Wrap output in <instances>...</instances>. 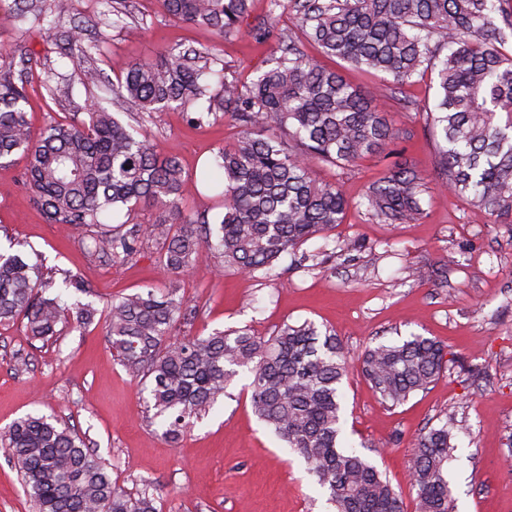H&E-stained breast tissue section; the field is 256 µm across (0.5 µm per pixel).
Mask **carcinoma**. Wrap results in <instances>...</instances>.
Returning a JSON list of instances; mask_svg holds the SVG:
<instances>
[{"label":"carcinoma","instance_id":"cac0c4a2","mask_svg":"<svg viewBox=\"0 0 512 512\" xmlns=\"http://www.w3.org/2000/svg\"><path fill=\"white\" fill-rule=\"evenodd\" d=\"M169 17L202 24L221 37L239 33L252 0H160ZM70 0H0V19L30 24L59 41L63 56L86 55L76 29L59 32ZM320 53L351 67L383 74L385 93L361 90L338 69L306 55L292 39L283 55L249 83L212 68L209 53L166 50L155 62H134L112 92L120 108L153 118L176 103L186 112H222L241 128L238 143L220 148L201 174L221 188L224 213L211 228L181 207L184 172L174 155L159 156L141 133L91 103L88 119L33 130L25 87L29 59L0 51V163L20 153L25 185L51 224L85 230L91 250L116 259L138 251L139 229L105 223L113 209L154 202L169 219L146 228L163 243L165 292L148 288L100 311L68 304L55 282L19 256L0 254V324L20 322L25 334L49 340L60 323L82 327L105 316L121 365L150 379L155 416L166 434L187 432L225 394L239 371L250 374L255 416L298 453L328 494L333 512H403L402 498L366 456L341 446L339 385L347 359L334 332L315 323L285 324L272 336L245 330L173 342L182 316L181 274L209 248L224 268L271 274L275 263L306 241L342 223L349 201L336 184L314 176L320 163L346 168L411 133L392 127L377 100L395 99L424 72L439 88L433 129L439 147L436 185L499 224L512 223V0H269L268 16L253 28L270 32L277 11ZM298 144L290 150L278 131ZM428 182L400 163L368 186L359 205L382 224L424 216ZM443 346L414 336L377 343L361 355V372L381 403L396 407L434 383L446 369ZM452 428L443 424L416 439L409 482L419 512H452L448 460ZM3 450L21 476L36 512H158L161 489L152 482L128 492L112 481L109 464L55 418L27 415L0 430Z\"/></svg>","mask_w":512,"mask_h":512}]
</instances>
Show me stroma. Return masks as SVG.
Listing matches in <instances>:
<instances>
[{
	"label": "stroma",
	"instance_id": "obj_1",
	"mask_svg": "<svg viewBox=\"0 0 512 512\" xmlns=\"http://www.w3.org/2000/svg\"><path fill=\"white\" fill-rule=\"evenodd\" d=\"M121 22L113 24L111 13ZM81 28L89 61L61 57L38 29L0 22V50L30 55L25 109L34 127L68 123L98 102L130 124L108 93L135 61L168 49L209 48L227 76L251 81L281 54L276 38L256 40L250 28L220 40L209 28L165 16L158 0H72L59 30ZM101 71L100 85L83 82L85 64ZM437 100L430 75L414 77L402 100L384 107L410 139L347 170L322 164L320 182L339 183L350 201L342 224L302 244L303 266L291 256L279 275L262 279L223 269L219 255L179 279L188 315L185 337L246 329L269 336L284 323L310 320L333 330L349 359L340 385L345 447L365 451L402 495L404 512H418L408 481L416 437L453 421L456 449L448 462L453 512H512V224H495L464 199L430 189L417 224H378L359 201L395 162L436 176L440 144L427 118ZM142 131L154 150L176 155L187 175L186 213L222 211L217 190L200 176L214 152L233 147L237 125L223 114L192 124L178 106L156 113ZM26 161L0 166V252L17 251L44 269L83 279L84 301L96 307L151 287L164 291L161 241L142 237L125 260L92 253L79 232L47 223L24 185ZM439 341L449 360L443 376L397 407L382 404L357 360L366 346L400 343L411 335ZM247 373L178 440L154 420L146 382L130 374L106 340V324H63L47 342L25 336L20 324L0 325V428L27 414L55 417L111 463L126 490L159 483V512H329L326 495L297 454L283 448L253 414ZM0 512H35L8 456L0 451Z\"/></svg>",
	"mask_w": 512,
	"mask_h": 512
}]
</instances>
